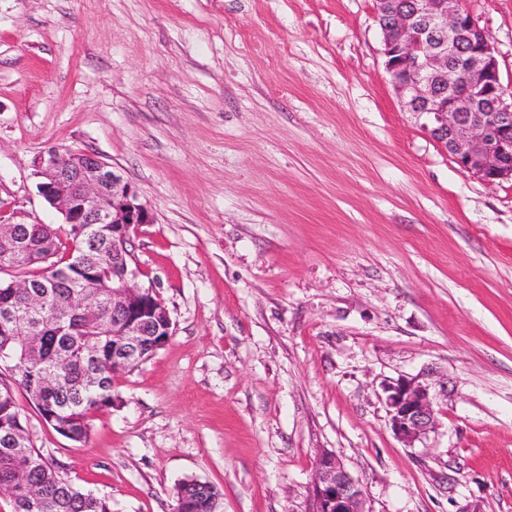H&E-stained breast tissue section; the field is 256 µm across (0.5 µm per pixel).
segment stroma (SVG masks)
Returning <instances> with one entry per match:
<instances>
[{"label":"stroma","mask_w":512,"mask_h":512,"mask_svg":"<svg viewBox=\"0 0 512 512\" xmlns=\"http://www.w3.org/2000/svg\"><path fill=\"white\" fill-rule=\"evenodd\" d=\"M512 89V0H468ZM375 0H0V223L58 224L34 157L89 151L154 221L142 284L174 324L76 443L31 444L112 512H308L321 451L367 512H512V181L403 111ZM435 394L405 445L385 389ZM218 494L210 483L194 477L187 478L176 487L173 512H210L211 498V512H220Z\"/></svg>","instance_id":"stroma-1"}]
</instances>
